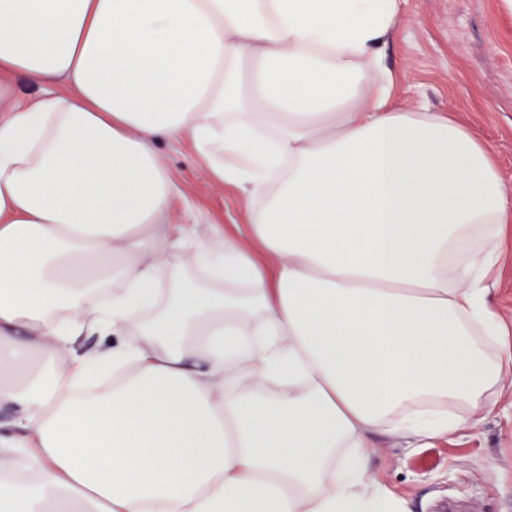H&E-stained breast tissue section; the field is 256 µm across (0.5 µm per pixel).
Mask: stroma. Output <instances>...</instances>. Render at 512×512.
<instances>
[{
  "mask_svg": "<svg viewBox=\"0 0 512 512\" xmlns=\"http://www.w3.org/2000/svg\"><path fill=\"white\" fill-rule=\"evenodd\" d=\"M385 64L398 77L399 103L459 117L492 148L512 188V0H400ZM155 149L179 190L171 223L220 224L237 235L246 221L238 190L207 178L190 143L161 140ZM373 444L369 470L410 512H435L444 498L470 501L473 512H512V389L446 436Z\"/></svg>",
  "mask_w": 512,
  "mask_h": 512,
  "instance_id": "stroma-1",
  "label": "stroma"
}]
</instances>
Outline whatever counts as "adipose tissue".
Instances as JSON below:
<instances>
[{
  "mask_svg": "<svg viewBox=\"0 0 512 512\" xmlns=\"http://www.w3.org/2000/svg\"><path fill=\"white\" fill-rule=\"evenodd\" d=\"M398 13L0 0V100L44 90L0 117V512H410L373 436L493 408L512 193L474 130L394 101ZM163 139L240 190L244 236L170 224ZM489 298L491 307L505 320L512 319V247L500 263Z\"/></svg>",
  "mask_w": 512,
  "mask_h": 512,
  "instance_id": "1",
  "label": "adipose tissue"
}]
</instances>
